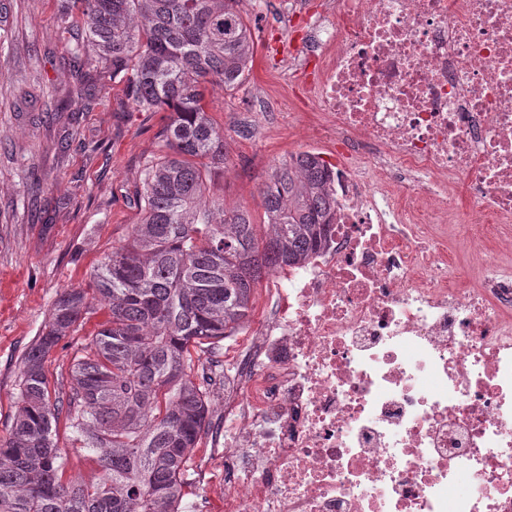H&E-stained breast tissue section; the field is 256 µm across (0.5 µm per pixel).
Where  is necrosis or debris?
Here are the masks:
<instances>
[{
	"instance_id": "4bbe7bcc",
	"label": "necrosis or debris",
	"mask_w": 512,
	"mask_h": 512,
	"mask_svg": "<svg viewBox=\"0 0 512 512\" xmlns=\"http://www.w3.org/2000/svg\"><path fill=\"white\" fill-rule=\"evenodd\" d=\"M322 7L293 56L322 64L334 222L243 327L221 512H512V264L483 251L512 253V0Z\"/></svg>"
}]
</instances>
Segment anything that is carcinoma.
Returning <instances> with one entry per match:
<instances>
[{
    "label": "carcinoma",
    "instance_id": "cac0c4a2",
    "mask_svg": "<svg viewBox=\"0 0 512 512\" xmlns=\"http://www.w3.org/2000/svg\"><path fill=\"white\" fill-rule=\"evenodd\" d=\"M63 2L74 82L61 108L91 100L109 76L139 111L170 116L137 191L141 223L93 271L92 287L55 300L25 353L0 439V512H180L191 454L211 426L213 377L195 374L191 348L219 350L250 315L257 284L323 246L335 212L330 176L308 152L282 161L261 184L260 225L206 197L225 160L206 84L238 88L255 49L239 0ZM99 307L110 318L85 337L69 389L50 390L47 356ZM62 419L97 452L88 481L64 477Z\"/></svg>",
    "mask_w": 512,
    "mask_h": 512
}]
</instances>
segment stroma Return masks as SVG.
Instances as JSON below:
<instances>
[{"label": "stroma", "instance_id": "obj_1", "mask_svg": "<svg viewBox=\"0 0 512 512\" xmlns=\"http://www.w3.org/2000/svg\"><path fill=\"white\" fill-rule=\"evenodd\" d=\"M288 2L239 0L242 16L258 24L252 66L237 91L211 85L205 96L226 154L209 194L226 209L247 208L258 222L259 186L272 167L296 152L327 149L302 134L324 116L310 91L313 66L288 54L307 21ZM60 10L59 0H0V437L15 412L23 356L53 302L64 290L89 287L93 270L140 222L135 194L145 162L161 152L157 133L166 121L165 113L138 111L122 84L109 80L90 104L59 110L73 82ZM241 125L251 136L238 134ZM108 318L97 310L50 352V387L68 381L83 339ZM56 443L67 476L97 474L95 454L75 449L66 424H58ZM223 492L224 450L208 432L191 457L184 512H218Z\"/></svg>", "mask_w": 512, "mask_h": 512}]
</instances>
